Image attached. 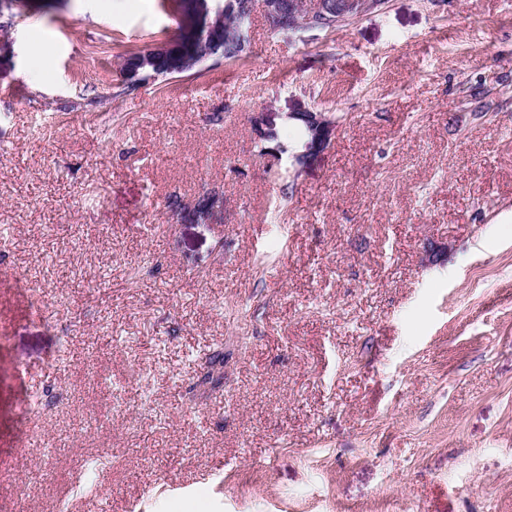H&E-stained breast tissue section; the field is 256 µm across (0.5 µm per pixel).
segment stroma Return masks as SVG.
I'll use <instances>...</instances> for the list:
<instances>
[{
  "mask_svg": "<svg viewBox=\"0 0 512 512\" xmlns=\"http://www.w3.org/2000/svg\"><path fill=\"white\" fill-rule=\"evenodd\" d=\"M175 26L56 0L6 30L0 279L41 302L0 295V503L512 512V0H385L293 42L258 9L247 61L116 96ZM304 110L341 127L292 179L251 118L294 142Z\"/></svg>",
  "mask_w": 512,
  "mask_h": 512,
  "instance_id": "obj_1",
  "label": "stroma"
}]
</instances>
